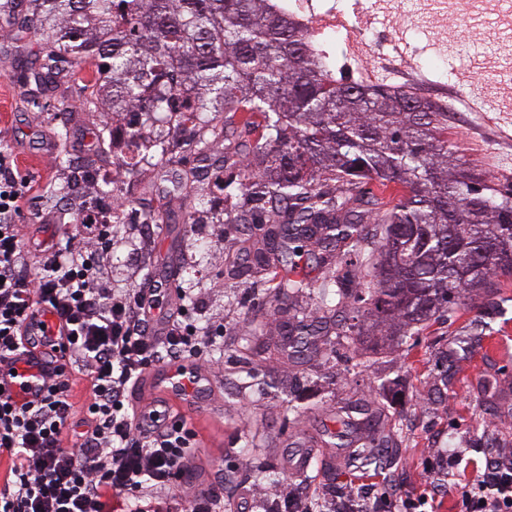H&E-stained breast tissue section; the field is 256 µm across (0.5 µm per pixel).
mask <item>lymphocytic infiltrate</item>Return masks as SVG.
Here are the masks:
<instances>
[{
	"label": "lymphocytic infiltrate",
	"mask_w": 512,
	"mask_h": 512,
	"mask_svg": "<svg viewBox=\"0 0 512 512\" xmlns=\"http://www.w3.org/2000/svg\"><path fill=\"white\" fill-rule=\"evenodd\" d=\"M34 188L0 152V371L13 370L27 347H42L50 371L40 399L21 402L0 393V512H112V499L130 496L133 512H167L168 494L184 480L183 462L198 434L180 419L139 418L129 394L160 363H202L213 337L201 333L193 301H182L163 333L152 311L165 283L115 288L102 275L112 227L81 207L65 246L44 250L31 265L16 217ZM66 329L55 340L38 311ZM89 383L84 405L74 400L72 375ZM84 429L73 447L62 434L76 412ZM457 512H512V448L489 456L460 487Z\"/></svg>",
	"instance_id": "lymphocytic-infiltrate-1"
}]
</instances>
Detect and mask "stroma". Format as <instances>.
<instances>
[{
  "label": "stroma",
  "instance_id": "1",
  "mask_svg": "<svg viewBox=\"0 0 512 512\" xmlns=\"http://www.w3.org/2000/svg\"><path fill=\"white\" fill-rule=\"evenodd\" d=\"M19 39L0 25V151L14 156L35 188L19 223L43 225L45 236L56 241L70 227L66 205L53 191L69 173L59 165L60 148L51 143L56 121L49 99L20 91ZM88 79L85 66L68 74L67 123L81 157L94 161L99 149L90 136L91 118L79 106L90 93ZM501 137L493 121L481 130L448 127L460 155L491 185L503 184L504 172H512V142L502 143ZM193 156L188 149L163 171L119 179L121 201H135L137 210L162 215L164 222L145 243L133 225L115 227L107 271L116 288H143L161 275L173 288L193 290L199 325L216 336L204 371L222 406L213 416L190 409L183 415L202 435L209 475L233 486L235 495L251 498L253 512H264L265 500L254 496L260 482L252 476L263 461L276 470V483L302 488L320 502L332 488L348 498L361 489L374 499L390 492L419 493L426 487L428 461L449 452L456 461L441 512H454L457 488L487 455L477 438L485 435L493 447L512 448V279L501 280L495 293L464 296L415 336H388L369 321L361 336L337 344L333 354L310 349L282 356L279 335L289 310L304 311L313 320L324 312L306 295L274 297L280 270L228 279L227 269L243 262L249 240L258 238L262 227L186 223V207L199 191L219 203L230 200L240 174L225 166L218 145L208 159L218 181L193 180L187 167ZM175 181L184 184L182 196L168 190ZM248 343L260 359L251 377L239 362ZM488 378L497 384L493 400L481 392ZM362 402L371 403L376 426L402 432L397 446L374 449L377 466L369 471L350 454L357 430L346 431L335 446L327 436L337 407Z\"/></svg>",
  "mask_w": 512,
  "mask_h": 512
}]
</instances>
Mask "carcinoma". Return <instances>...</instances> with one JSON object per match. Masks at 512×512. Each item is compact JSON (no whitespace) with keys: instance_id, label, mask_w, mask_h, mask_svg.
<instances>
[{"instance_id":"obj_1","label":"carcinoma","mask_w":512,"mask_h":512,"mask_svg":"<svg viewBox=\"0 0 512 512\" xmlns=\"http://www.w3.org/2000/svg\"><path fill=\"white\" fill-rule=\"evenodd\" d=\"M19 2L18 31L39 36L23 85L66 113L70 100L58 93L66 72L90 64L95 92L81 109L97 112L103 98L112 108V123L93 122L100 146L119 131L149 166L185 147L205 157L222 142L234 165L247 151L238 123L263 117V169H244L239 202L220 208L202 192L188 220L270 225L253 245L260 271L336 252L321 288L305 278L277 283L279 293L312 294L324 308L334 292L339 313L346 282L361 280L366 298L336 336L357 335L370 318L412 336L462 293L512 277V184L492 189L466 169L445 113L400 90L336 78L272 0ZM196 112L203 131L187 138ZM371 181L403 194L378 197L364 188ZM368 224L381 227L375 248L365 245Z\"/></svg>"}]
</instances>
